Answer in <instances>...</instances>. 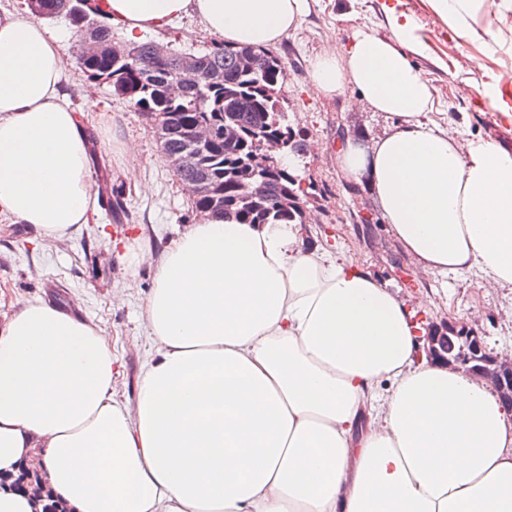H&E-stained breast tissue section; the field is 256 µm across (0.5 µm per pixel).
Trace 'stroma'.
Listing matches in <instances>:
<instances>
[{
    "label": "stroma",
    "mask_w": 512,
    "mask_h": 512,
    "mask_svg": "<svg viewBox=\"0 0 512 512\" xmlns=\"http://www.w3.org/2000/svg\"><path fill=\"white\" fill-rule=\"evenodd\" d=\"M394 4L413 15L426 45L415 63L433 89L430 119L467 139L512 143V124L492 121L481 86L468 82L470 61L477 57L499 73L502 83L512 85V57L485 48L491 30L512 42V16L503 19L485 10L462 40L448 32L427 0H318L299 27L273 47L288 66V116L306 137V151L296 165L314 186L308 207L320 218L304 225L305 243L342 250L406 301L419 329L455 321L477 331L487 347L512 350V288L487 287L473 272L416 277L414 259L383 223L369 190L346 181L336 159L340 139L369 143L387 129L389 118L360 103L354 89L326 96L309 82L313 61L347 45L359 27L388 35L386 10ZM46 24L64 40L65 90L89 134L94 190L102 192L111 182L124 184L129 217L115 222L105 209H97L69 240L58 242L42 237L33 225L1 215L0 324L35 299L92 319L112 347L118 369L113 386L122 401L134 397L149 354L139 317L154 284L155 264L165 245L188 229L191 199L160 152L149 121L108 85L79 77V41L69 22L50 18ZM143 38L191 53L215 44L192 15ZM125 143L130 152L122 151ZM129 169L136 171L137 182L127 181ZM366 213L372 223H363ZM116 291L124 293V304L113 303Z\"/></svg>",
    "instance_id": "obj_1"
}]
</instances>
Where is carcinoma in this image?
<instances>
[{
    "mask_svg": "<svg viewBox=\"0 0 512 512\" xmlns=\"http://www.w3.org/2000/svg\"><path fill=\"white\" fill-rule=\"evenodd\" d=\"M28 8L38 17H64L80 37H88L108 47L114 42L112 26L104 12L79 9L77 0H28ZM154 42L134 45L135 58L116 61L108 54L91 60L77 58L79 76L94 78L112 88V93L130 102L147 118L167 127L166 148L186 152L184 129L191 122H209L216 129L224 122L235 123L241 137L233 145L216 138L209 148L193 155L176 177L181 181L207 180L213 193L224 197V207H214L210 198L193 201L197 216L219 215L244 224H305L308 192L295 169L281 165L269 174L271 195L253 201L245 195V184L255 170L256 143L268 136H284L288 154L301 156L306 149L302 133L288 122L284 87L287 63L267 49L249 46L217 47L196 54L204 77L182 95L171 97L167 86L175 80L173 68L151 67ZM448 356L461 360L462 371L479 364L469 350H461L454 334H448Z\"/></svg>",
    "mask_w": 512,
    "mask_h": 512,
    "instance_id": "obj_1",
    "label": "carcinoma"
}]
</instances>
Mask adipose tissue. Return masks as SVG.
Listing matches in <instances>:
<instances>
[{"mask_svg": "<svg viewBox=\"0 0 512 512\" xmlns=\"http://www.w3.org/2000/svg\"><path fill=\"white\" fill-rule=\"evenodd\" d=\"M315 0H106L129 38L197 16L266 48ZM467 37L485 0H428ZM357 29L315 59L325 95L356 89L389 129L346 139L348 180L426 272L512 286V151L429 120L413 17ZM64 44L0 14V215L62 241L96 205ZM142 321L153 352L115 399L93 321L38 300L0 326V472L36 470L70 512H512V415L488 384L415 360L403 302L295 224L208 216L171 240Z\"/></svg>", "mask_w": 512, "mask_h": 512, "instance_id": "1", "label": "adipose tissue"}]
</instances>
